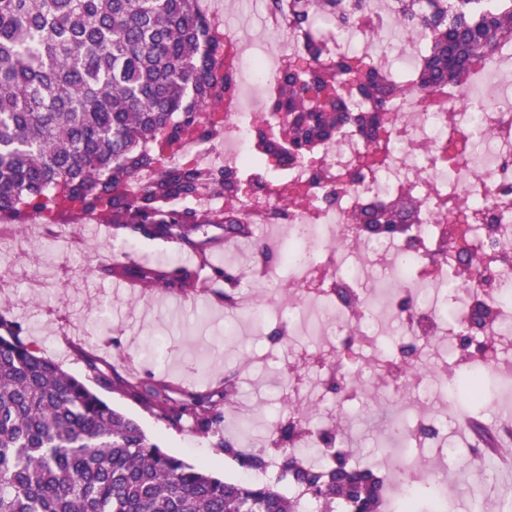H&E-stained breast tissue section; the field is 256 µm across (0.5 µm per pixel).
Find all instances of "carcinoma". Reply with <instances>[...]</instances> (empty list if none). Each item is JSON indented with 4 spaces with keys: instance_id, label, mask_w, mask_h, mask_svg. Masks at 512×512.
Listing matches in <instances>:
<instances>
[{
    "instance_id": "obj_1",
    "label": "carcinoma",
    "mask_w": 512,
    "mask_h": 512,
    "mask_svg": "<svg viewBox=\"0 0 512 512\" xmlns=\"http://www.w3.org/2000/svg\"><path fill=\"white\" fill-rule=\"evenodd\" d=\"M197 0H0V214L50 224L70 212L112 215V229L174 241L198 250L194 235L224 228V237L264 243L233 210L170 207L231 192L227 169L168 162L189 136L208 142L224 134L215 121L199 127L201 112L224 101L235 75L224 71L222 33L198 11ZM369 0H292L288 24L302 39L304 69L278 77L276 108L285 121L277 138L302 154L333 138L343 125L375 140L391 117L387 99L402 90L356 55L328 60L313 25L347 27ZM399 21L426 38L421 65L407 91L422 97L445 83L461 84L496 45L512 41V0L482 10L476 0L408 4ZM152 171L153 179L142 180ZM446 216H467L463 202L430 201ZM419 220V204L404 211L379 203L354 224ZM124 273L148 288L189 295L194 269L168 258ZM22 326L0 315V512H303L279 485L299 486L324 509L346 501L355 512H390L386 476L338 452L321 464L303 448H284L279 476L264 483L227 481L205 465L167 453L138 422L115 409L87 380L73 375L21 339ZM103 386H119L158 419L190 426L247 468L261 470L264 450L245 453L224 438L223 401L234 383L173 397L163 381L131 384L85 358ZM359 383L339 372L332 389ZM456 390L479 402L488 383L468 373ZM278 428L283 440L309 438L304 417Z\"/></svg>"
}]
</instances>
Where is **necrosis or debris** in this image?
Returning a JSON list of instances; mask_svg holds the SVG:
<instances>
[{"label": "necrosis or debris", "mask_w": 512, "mask_h": 512, "mask_svg": "<svg viewBox=\"0 0 512 512\" xmlns=\"http://www.w3.org/2000/svg\"><path fill=\"white\" fill-rule=\"evenodd\" d=\"M397 0L371 6L352 27L322 31L327 57L356 54L395 81L407 80L419 66L425 39L397 22ZM264 30L271 34L266 52L249 58L240 30L224 28V67L250 74L265 93L251 109L242 85H235L216 111L224 124L225 168L241 172L254 189L226 200L212 196L202 208L234 206L242 223L258 230L268 251L281 239L305 245L304 257L288 265L294 296L289 329L300 328L338 350V337L355 336L371 349L357 356L355 368L369 367L367 383L389 384L409 391L425 376L397 359H386L378 337L428 345L447 339L451 357L437 365L438 376L451 384L462 372L477 373L495 386L493 401L512 405V366L485 357L484 344H495L501 328L512 325V303H491L494 294L512 289V43L498 45L491 62L474 64L465 84L443 86L423 105L417 95L391 98L392 116L381 144L368 142L346 128L310 150L305 161L284 156L277 171L251 161L258 119H272L279 73L301 48L288 29L285 8L266 9ZM463 143L461 165L439 162L454 143ZM320 185L312 202L282 204L285 191L305 193ZM336 194L334 205L322 196ZM464 199L472 223L449 229L446 219L426 207L418 224L402 225L396 235L375 237L351 223L353 213L372 200L445 197ZM495 276L486 290L484 273ZM492 304V317L477 330L483 344L467 355L455 348L460 326L469 324L478 305Z\"/></svg>", "instance_id": "necrosis-or-debris-1"}]
</instances>
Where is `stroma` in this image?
<instances>
[{
    "mask_svg": "<svg viewBox=\"0 0 512 512\" xmlns=\"http://www.w3.org/2000/svg\"><path fill=\"white\" fill-rule=\"evenodd\" d=\"M244 2L240 12L231 0H199V7L217 21L245 27L254 43L263 37V4ZM95 224L89 217L36 227L0 220L5 229L0 236V314L22 324L25 340L80 376L87 373L84 357L89 354L104 372L127 377L134 362L140 374L154 375L178 390L206 393L231 379L237 389L233 410L253 424L247 431L240 424H226L225 435L240 448H260L269 457L279 454L275 429L292 416L290 399L299 394L316 407L315 423L344 414V437L356 457L397 464L378 433L384 412L397 408L391 392L366 390L357 403H343L326 382L330 353L316 338L289 335L276 321L226 335L229 321L244 318L245 309L225 306L223 282L205 289L198 300L182 303L168 292L148 288L136 297L114 292L109 279L89 274L88 265L126 254L151 262L166 256L189 262L193 256L178 243L140 235L128 245L112 231L94 233ZM102 395L134 417L165 451L191 463H207L227 480L243 478L239 461L216 448L214 438L167 428L122 391L106 389ZM481 420L480 435L457 438L452 422L444 429L448 443L456 447L445 460L454 512H499L503 499L496 475L480 468L483 437L499 430V419L487 410Z\"/></svg>",
    "mask_w": 512,
    "mask_h": 512,
    "instance_id": "1",
    "label": "stroma"
}]
</instances>
